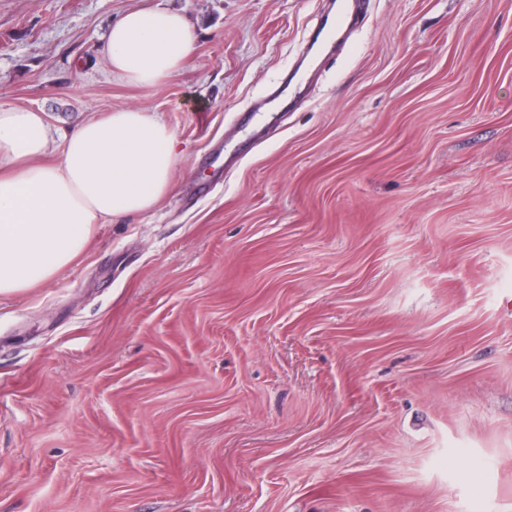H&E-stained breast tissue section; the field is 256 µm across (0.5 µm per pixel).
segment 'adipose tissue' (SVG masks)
Returning a JSON list of instances; mask_svg holds the SVG:
<instances>
[{
	"label": "adipose tissue",
	"mask_w": 512,
	"mask_h": 512,
	"mask_svg": "<svg viewBox=\"0 0 512 512\" xmlns=\"http://www.w3.org/2000/svg\"><path fill=\"white\" fill-rule=\"evenodd\" d=\"M196 32L156 0L125 11L107 33V65L152 89L188 64ZM48 123L0 105V295L33 288L71 265L96 224L152 209L172 186L176 137L156 116L122 108L81 123L46 161Z\"/></svg>",
	"instance_id": "ef3b65f1"
}]
</instances>
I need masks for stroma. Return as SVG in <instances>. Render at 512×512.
Here are the masks:
<instances>
[{
	"label": "stroma",
	"mask_w": 512,
	"mask_h": 512,
	"mask_svg": "<svg viewBox=\"0 0 512 512\" xmlns=\"http://www.w3.org/2000/svg\"><path fill=\"white\" fill-rule=\"evenodd\" d=\"M0 0V104L49 155L134 107L181 155L150 212L0 297V512H512V0ZM290 82L291 93L277 90ZM196 32L179 11L158 2L125 11L107 33V65L126 83L152 89L188 64Z\"/></svg>",
	"instance_id": "obj_1"
}]
</instances>
